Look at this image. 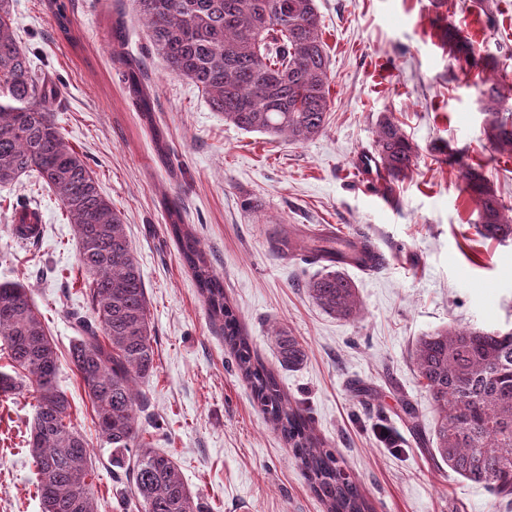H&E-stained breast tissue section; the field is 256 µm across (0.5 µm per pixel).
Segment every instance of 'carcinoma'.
<instances>
[{
  "label": "carcinoma",
  "instance_id": "obj_1",
  "mask_svg": "<svg viewBox=\"0 0 512 512\" xmlns=\"http://www.w3.org/2000/svg\"><path fill=\"white\" fill-rule=\"evenodd\" d=\"M12 0H0V184L33 176L61 201L80 244L86 293L95 318L71 312L78 337L70 362L91 401L99 437L112 452L132 453L125 468L131 497L123 512H200L196 495L173 457L144 440L138 412L147 401L137 383L154 372L155 350L139 263L121 212L100 191L86 160L73 149L54 119L55 84L35 77L14 29ZM143 21L148 50L167 71L194 83L211 109L246 132L306 143L324 132L330 109L332 75L315 0H133ZM60 32L71 35L65 4L51 0ZM441 38L453 52L475 56L469 37L448 25ZM129 92L144 112L150 96L137 68L127 72ZM484 128L489 142L512 153V84L487 78ZM376 147L384 179L393 183L415 165L416 148L397 121L382 116ZM465 191L480 206L478 234L485 240H512V208L492 189L482 169L468 167ZM169 233L179 245L213 321L257 401L291 445L305 478L328 512H371L357 482L345 477L336 450L316 438L303 410L281 393L274 375L253 359L239 320L224 301V283L199 239L183 223L181 211L168 210ZM12 221L20 235L38 228L39 214L27 203ZM311 249L326 262L307 285L308 296L326 314L341 320L361 316L354 282L343 267L376 266L368 242L343 239L335 246L307 244L290 235L278 250ZM278 359L294 369L307 357L305 345L282 327H272ZM0 336L8 343L13 372H0V394L16 390V376L37 393L36 414L27 445L35 460L37 494L43 512H98L89 443L72 424L70 402L57 384L59 356L29 290L0 283ZM417 377L438 413L430 432L414 407L404 413L428 453L460 477L481 484L512 504V330L448 326L420 337L412 352Z\"/></svg>",
  "mask_w": 512,
  "mask_h": 512
}]
</instances>
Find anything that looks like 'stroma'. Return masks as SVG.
<instances>
[{
  "instance_id": "35a3bbf8",
  "label": "stroma",
  "mask_w": 512,
  "mask_h": 512,
  "mask_svg": "<svg viewBox=\"0 0 512 512\" xmlns=\"http://www.w3.org/2000/svg\"><path fill=\"white\" fill-rule=\"evenodd\" d=\"M47 0H13V17L36 74L61 88L55 118L119 210L138 260L156 339L145 439L172 455L202 512H325L269 416L240 374L221 325L209 317L166 230L181 208L237 314L254 357L284 396L336 448L372 512H512L485 487L423 450L403 412L432 428L435 408L413 364L416 340L449 326L512 329V242L483 240L480 212L464 190L465 166H481L512 204V153L483 133L484 78L512 80V0H316L330 71L325 132L291 144L225 124L201 91L168 74L147 49L132 0H66L72 39ZM460 28L490 68L450 54L440 23ZM136 60L152 97L143 116L126 83ZM390 114L416 145L410 175L394 185L363 178L376 157L375 129ZM447 142L460 162L435 161ZM36 208L38 242L12 233L17 200ZM311 237L369 238L384 256L374 271L347 267L362 315L322 312L305 285L322 264L278 253L286 230ZM79 244L59 198L33 179L0 184V283L28 288L57 346L58 385L95 465L99 512H120L122 462L98 436L69 359L67 315H90ZM279 325L307 349L281 368L269 331ZM33 388L0 395V512H42L38 471L26 443Z\"/></svg>"
}]
</instances>
